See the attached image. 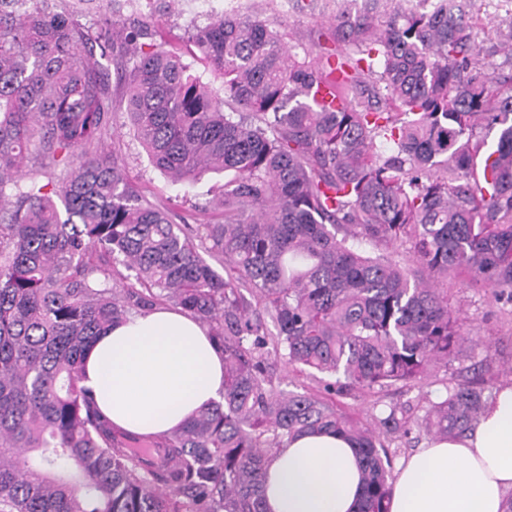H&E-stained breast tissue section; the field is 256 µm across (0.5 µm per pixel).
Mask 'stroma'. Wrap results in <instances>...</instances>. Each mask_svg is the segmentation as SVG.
Masks as SVG:
<instances>
[{
    "label": "stroma",
    "mask_w": 512,
    "mask_h": 512,
    "mask_svg": "<svg viewBox=\"0 0 512 512\" xmlns=\"http://www.w3.org/2000/svg\"><path fill=\"white\" fill-rule=\"evenodd\" d=\"M266 20L295 46L298 58L318 62L322 48L331 46V21L336 13L334 0H213L204 8L200 0H177L174 10L159 18L158 26L172 41L181 42L193 25H205L212 17L230 11ZM116 101L106 150L125 168L127 175L146 200L176 217L186 218L191 226L208 223L212 213L208 201L223 190L222 176L208 174L193 186H173L155 170L129 127L120 103L122 89L113 86ZM448 299L460 311V332L470 339L466 348L448 367L430 376L396 386L381 394L353 391L340 396L342 407L362 424H372L389 406H405L413 428L403 438L389 440L393 464H400L422 448L428 440L419 422L428 406L445 393L449 379L481 384L485 397L495 389L512 384V303L495 298L487 284L467 276L449 278Z\"/></svg>",
    "instance_id": "35a3bbf8"
}]
</instances>
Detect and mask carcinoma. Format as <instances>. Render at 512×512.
I'll use <instances>...</instances> for the list:
<instances>
[{
  "label": "carcinoma",
  "instance_id": "cac0c4a2",
  "mask_svg": "<svg viewBox=\"0 0 512 512\" xmlns=\"http://www.w3.org/2000/svg\"><path fill=\"white\" fill-rule=\"evenodd\" d=\"M84 2L0 0V512H264L272 453L323 431L359 455L358 512H389L381 434L333 396L407 384L458 355L467 338L439 282L466 274L512 302V9L483 24L509 72L450 0H371L375 13L336 0V47L315 64L267 21L226 13L189 36L218 93L151 18L128 26L98 0L88 26ZM98 55L116 58L124 112L156 170L174 184L224 174V221L199 239L225 274L96 153L113 112ZM330 72L336 106L310 94ZM363 75L388 110L364 95ZM378 140L394 153L378 154ZM407 242L409 267L363 248ZM161 304L210 328L224 397L139 436L80 385L82 360L105 328ZM272 352L334 381L283 394ZM485 405L481 388L451 380L422 425L461 437ZM378 423L408 432L401 407Z\"/></svg>",
  "mask_w": 512,
  "mask_h": 512
}]
</instances>
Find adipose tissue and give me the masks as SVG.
Segmentation results:
<instances>
[{"instance_id":"ef3b65f1","label":"adipose tissue","mask_w":512,"mask_h":512,"mask_svg":"<svg viewBox=\"0 0 512 512\" xmlns=\"http://www.w3.org/2000/svg\"><path fill=\"white\" fill-rule=\"evenodd\" d=\"M91 389L113 425L138 435L170 432L224 391V354L209 328L160 306L98 336L83 361ZM266 512H357L362 468L334 434H303L272 456ZM512 497V385L499 387L474 430L434 438L403 460L390 512H506Z\"/></svg>"}]
</instances>
